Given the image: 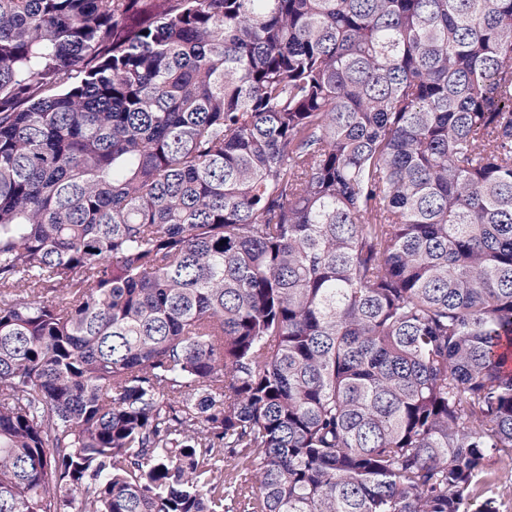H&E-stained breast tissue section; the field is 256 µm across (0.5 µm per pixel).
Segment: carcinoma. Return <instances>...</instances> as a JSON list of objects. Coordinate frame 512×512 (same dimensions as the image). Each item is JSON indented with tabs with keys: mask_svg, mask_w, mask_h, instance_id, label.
<instances>
[{
	"mask_svg": "<svg viewBox=\"0 0 512 512\" xmlns=\"http://www.w3.org/2000/svg\"><path fill=\"white\" fill-rule=\"evenodd\" d=\"M510 347L512 0H0V512H473Z\"/></svg>",
	"mask_w": 512,
	"mask_h": 512,
	"instance_id": "carcinoma-1",
	"label": "carcinoma"
}]
</instances>
